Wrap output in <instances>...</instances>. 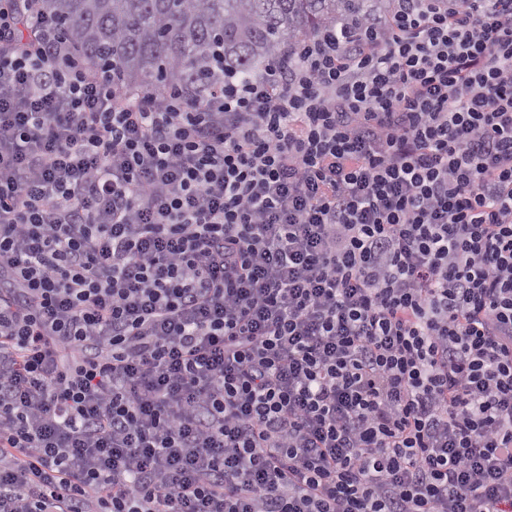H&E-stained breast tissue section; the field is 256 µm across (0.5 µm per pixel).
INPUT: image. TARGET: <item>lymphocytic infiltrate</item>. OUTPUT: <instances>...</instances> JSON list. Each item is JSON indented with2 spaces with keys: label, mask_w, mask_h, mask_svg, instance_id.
<instances>
[{
  "label": "lymphocytic infiltrate",
  "mask_w": 512,
  "mask_h": 512,
  "mask_svg": "<svg viewBox=\"0 0 512 512\" xmlns=\"http://www.w3.org/2000/svg\"><path fill=\"white\" fill-rule=\"evenodd\" d=\"M0 512H512V0L161 97L0 0Z\"/></svg>",
  "instance_id": "1"
}]
</instances>
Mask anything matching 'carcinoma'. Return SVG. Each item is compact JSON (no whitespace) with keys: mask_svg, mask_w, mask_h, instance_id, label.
Masks as SVG:
<instances>
[{"mask_svg":"<svg viewBox=\"0 0 512 512\" xmlns=\"http://www.w3.org/2000/svg\"><path fill=\"white\" fill-rule=\"evenodd\" d=\"M94 71L157 94L257 74L283 45L381 21L388 0H44Z\"/></svg>","mask_w":512,"mask_h":512,"instance_id":"obj_1","label":"carcinoma"}]
</instances>
